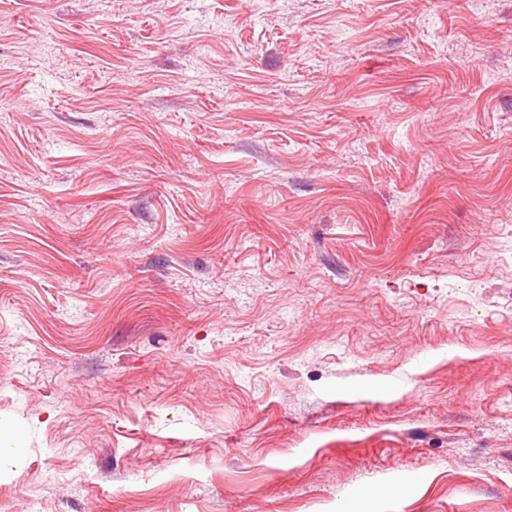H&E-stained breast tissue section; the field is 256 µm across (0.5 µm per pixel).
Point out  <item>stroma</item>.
Wrapping results in <instances>:
<instances>
[{"label": "stroma", "instance_id": "35a3bbf8", "mask_svg": "<svg viewBox=\"0 0 512 512\" xmlns=\"http://www.w3.org/2000/svg\"><path fill=\"white\" fill-rule=\"evenodd\" d=\"M1 99L0 503L512 512V0H0Z\"/></svg>", "mask_w": 512, "mask_h": 512}]
</instances>
